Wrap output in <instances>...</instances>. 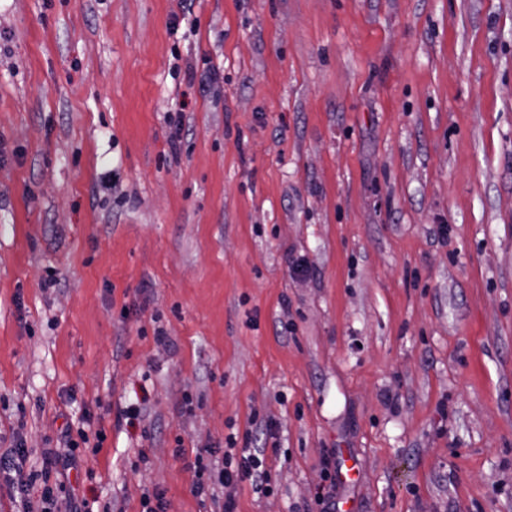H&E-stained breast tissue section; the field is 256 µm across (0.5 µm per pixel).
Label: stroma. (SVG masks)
I'll list each match as a JSON object with an SVG mask.
<instances>
[{
    "label": "stroma",
    "mask_w": 512,
    "mask_h": 512,
    "mask_svg": "<svg viewBox=\"0 0 512 512\" xmlns=\"http://www.w3.org/2000/svg\"><path fill=\"white\" fill-rule=\"evenodd\" d=\"M181 12L0 0V453L104 431L54 512H224L232 435L236 512L326 458L336 512H512V0ZM239 457L224 451L222 467L213 466L210 458L214 451L208 448L198 449L195 453V476L192 491L196 496L206 495L210 484L224 488V512H236L235 492L240 482L249 481L252 488L258 493L268 491V471L265 465L264 449H240ZM207 475L205 478L204 476Z\"/></svg>",
    "instance_id": "1"
}]
</instances>
